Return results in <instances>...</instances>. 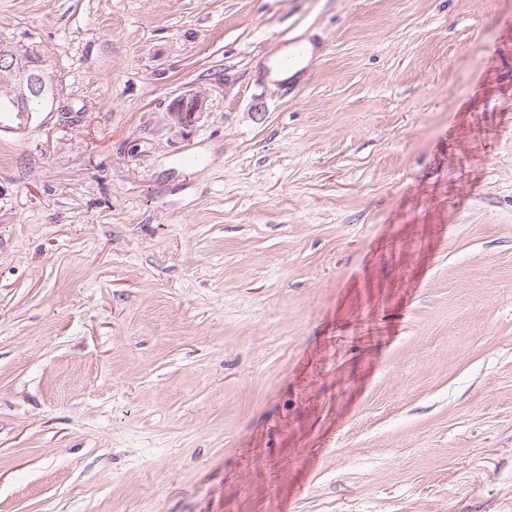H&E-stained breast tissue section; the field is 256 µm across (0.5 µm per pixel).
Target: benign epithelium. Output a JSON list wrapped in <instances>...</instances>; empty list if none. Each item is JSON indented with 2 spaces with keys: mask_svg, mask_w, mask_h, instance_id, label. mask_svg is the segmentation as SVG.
Returning <instances> with one entry per match:
<instances>
[{
  "mask_svg": "<svg viewBox=\"0 0 512 512\" xmlns=\"http://www.w3.org/2000/svg\"><path fill=\"white\" fill-rule=\"evenodd\" d=\"M52 83L42 61L12 41L0 39V102L17 113L18 129L25 128L37 116L30 109L35 99L54 96ZM207 94L188 91L177 97L167 112L169 127L185 135L195 129L206 114Z\"/></svg>",
  "mask_w": 512,
  "mask_h": 512,
  "instance_id": "benign-epithelium-1",
  "label": "benign epithelium"
}]
</instances>
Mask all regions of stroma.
<instances>
[{"label":"stroma","instance_id":"obj_1","mask_svg":"<svg viewBox=\"0 0 512 512\" xmlns=\"http://www.w3.org/2000/svg\"><path fill=\"white\" fill-rule=\"evenodd\" d=\"M1 37L57 97L0 132V512H512V0H0ZM206 102L203 91H188L177 97L167 112L169 127L182 135L191 132L204 119Z\"/></svg>","mask_w":512,"mask_h":512}]
</instances>
